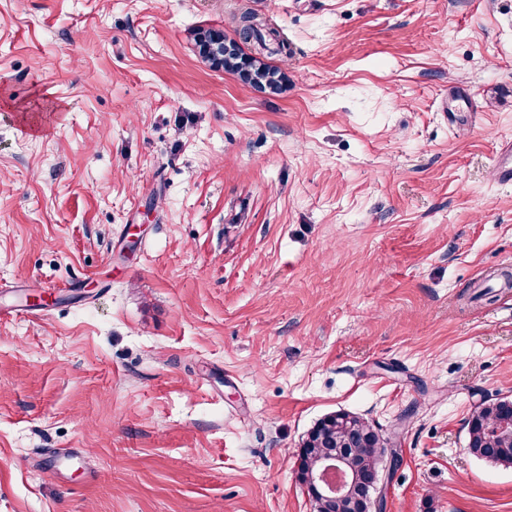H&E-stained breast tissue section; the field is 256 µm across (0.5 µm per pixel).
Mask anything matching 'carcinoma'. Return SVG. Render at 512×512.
Masks as SVG:
<instances>
[{"label": "carcinoma", "mask_w": 512, "mask_h": 512, "mask_svg": "<svg viewBox=\"0 0 512 512\" xmlns=\"http://www.w3.org/2000/svg\"><path fill=\"white\" fill-rule=\"evenodd\" d=\"M277 50L285 49L277 30L260 28L251 12L239 17L237 37L222 31L206 30L197 35L200 53L217 69L235 75L251 87L261 84L270 93L282 91L287 75L279 67L260 56L245 51L255 42L265 50L271 42ZM468 452L473 457L505 468L512 467V405L501 397L483 401L472 412L466 423ZM383 434L356 413L326 415L311 430L303 449L296 454V482L311 492V475L331 448H347L349 453L336 455V466L351 471L362 469L377 472L388 463L380 451Z\"/></svg>", "instance_id": "carcinoma-1"}]
</instances>
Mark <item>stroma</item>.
Here are the masks:
<instances>
[{
    "label": "stroma",
    "mask_w": 512,
    "mask_h": 512,
    "mask_svg": "<svg viewBox=\"0 0 512 512\" xmlns=\"http://www.w3.org/2000/svg\"><path fill=\"white\" fill-rule=\"evenodd\" d=\"M245 8L280 94L197 53ZM508 140L512 0H0V512H312L339 410L383 512H512L465 428L512 396ZM316 424L303 449L296 454V482L310 495L313 485L311 475L316 472L321 459L329 454V449H350L348 454L335 455V451L330 453L331 456L321 466L314 490L327 498H349L357 512L379 510L385 491V477L361 486L350 475L337 467L335 469L333 461L336 458V466L346 471L362 469L379 472L388 463L386 455L379 450L382 448L381 439L386 438L362 416L353 412L344 415L328 414ZM333 472L336 475L335 481L330 478ZM323 496L316 497V500Z\"/></svg>",
    "instance_id": "1"
}]
</instances>
